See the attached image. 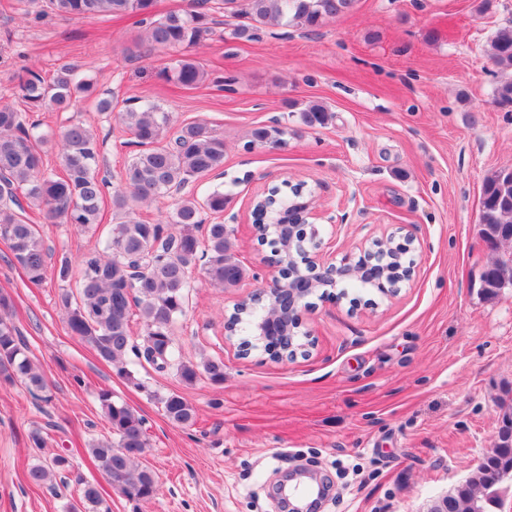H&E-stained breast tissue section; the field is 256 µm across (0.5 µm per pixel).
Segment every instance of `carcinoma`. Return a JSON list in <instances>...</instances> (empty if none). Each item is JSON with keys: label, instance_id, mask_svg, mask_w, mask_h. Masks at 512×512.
Returning <instances> with one entry per match:
<instances>
[{"label": "carcinoma", "instance_id": "1", "mask_svg": "<svg viewBox=\"0 0 512 512\" xmlns=\"http://www.w3.org/2000/svg\"><path fill=\"white\" fill-rule=\"evenodd\" d=\"M356 0H190L187 8L156 14V0H18L19 10L40 4V12L97 20L104 17H136L149 47L180 54L172 66L161 72L167 82L194 88L206 73L191 51L213 33L212 13L223 11L237 19L231 31L234 39L253 41L270 27H295L314 32L325 22L351 12ZM493 63L512 70V28L499 31L491 44ZM23 98L35 110L64 112L74 94L93 93V82L81 78L77 67L62 65L52 79L24 68L16 75ZM495 103L512 107V73L498 82ZM329 109L313 103L298 113L300 124L323 126ZM119 120L138 146L124 170V186L112 195V224L104 247L83 256L78 297H60L68 331L88 343L97 356L112 364L117 373L134 381L126 358L132 353L157 371L176 368L179 378L194 384L200 374L215 384L224 382V362L206 359L184 361L173 347L176 320L185 313L190 275L201 269L204 281L213 288H233L246 270L235 250L230 230L224 224L207 225L199 236L204 214L224 212L227 198L214 190L202 198L184 194L199 178L224 167V136L205 123H186L172 141L161 144L171 116L159 105L129 106ZM41 122L12 105L0 103V240L9 248L11 259L24 271L28 281L41 284L51 273L60 282L71 278V260L63 256L51 263L52 253L40 226L31 222L27 211H38L51 223L73 224L97 230L102 220V142L84 124L71 123L58 136L63 174L44 169V154L50 139L40 131ZM283 148L288 145V125L277 123L253 128L245 147ZM176 198L175 208L159 223L143 221L138 208L164 198ZM479 223L487 225L492 239L500 224H512V170L488 178L483 187ZM512 281V258L496 257L478 274L479 288L488 298L499 295L498 283ZM10 298L0 294V379L23 382L30 391L43 394L48 403V385L42 371L27 354L20 331L12 319ZM139 319L144 344L133 343L130 323ZM110 425L112 437L93 441L87 451L113 489L126 499L147 502L158 491L155 475L140 465V449L149 448L144 421L132 407L98 395ZM168 421L189 426L196 409L182 395L172 392L161 398ZM480 470H473L464 483L448 491V512H495L501 494L512 486V424L500 423L494 447L486 454ZM68 458L57 455L50 462L36 464L28 471L30 482L50 485L69 480ZM78 502L69 512H100L105 489L81 475L74 478Z\"/></svg>", "mask_w": 512, "mask_h": 512}]
</instances>
